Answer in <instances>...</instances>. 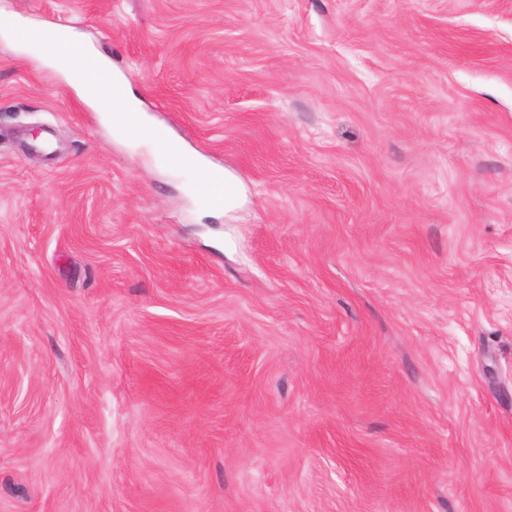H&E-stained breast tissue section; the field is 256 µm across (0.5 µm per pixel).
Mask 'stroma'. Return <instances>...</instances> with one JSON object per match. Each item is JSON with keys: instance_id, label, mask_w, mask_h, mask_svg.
Masks as SVG:
<instances>
[{"instance_id": "35a3bbf8", "label": "stroma", "mask_w": 512, "mask_h": 512, "mask_svg": "<svg viewBox=\"0 0 512 512\" xmlns=\"http://www.w3.org/2000/svg\"><path fill=\"white\" fill-rule=\"evenodd\" d=\"M0 512H512V0H0ZM1 29L3 33L14 40H17L16 38L19 39L18 33L23 29H31L39 33L41 38H35L23 44L27 45L28 50L40 58L45 65L59 71L65 77L66 81L77 89L84 102L97 109L99 112H104L111 120L113 119L114 122L116 121L115 116L117 114L125 113L130 117L129 123L138 130H141L139 133L148 127L147 119L140 113L139 105L135 98L125 94V97L121 96L119 99H112L93 94L84 83L73 75L67 56L50 55L45 52L43 48L44 40L50 39L66 46L70 54L79 53L84 55L73 58V62L80 74L77 73L85 83L92 89L97 90L95 92L104 95H119L120 86L118 82L115 81L114 76L100 69L96 64L97 62L100 66L111 70L109 61L95 55L86 48L81 43L78 34L72 28L56 24L31 26L21 21H14L7 25H1Z\"/></svg>"}]
</instances>
